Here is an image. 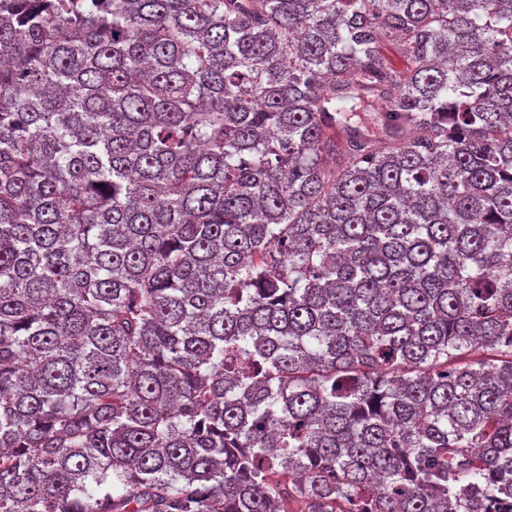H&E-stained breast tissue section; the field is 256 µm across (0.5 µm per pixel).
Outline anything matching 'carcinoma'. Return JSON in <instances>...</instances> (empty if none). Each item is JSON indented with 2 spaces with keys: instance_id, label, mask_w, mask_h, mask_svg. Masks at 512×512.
<instances>
[{
  "instance_id": "carcinoma-1",
  "label": "carcinoma",
  "mask_w": 512,
  "mask_h": 512,
  "mask_svg": "<svg viewBox=\"0 0 512 512\" xmlns=\"http://www.w3.org/2000/svg\"><path fill=\"white\" fill-rule=\"evenodd\" d=\"M298 501L512 512V0H0V512Z\"/></svg>"
}]
</instances>
